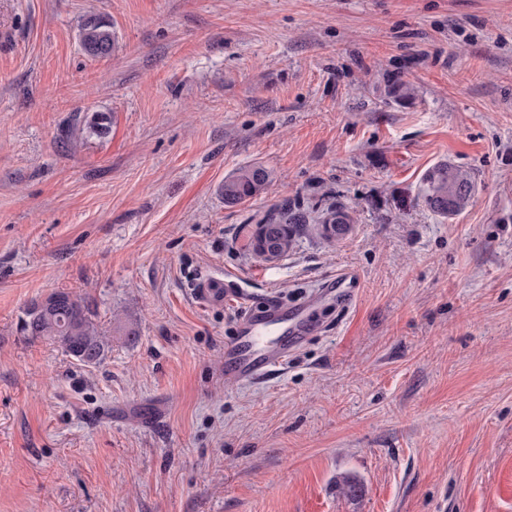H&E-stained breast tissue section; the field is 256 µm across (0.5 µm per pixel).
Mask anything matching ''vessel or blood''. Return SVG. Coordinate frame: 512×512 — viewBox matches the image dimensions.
<instances>
[{
  "instance_id": "b4317fda",
  "label": "vessel or blood",
  "mask_w": 512,
  "mask_h": 512,
  "mask_svg": "<svg viewBox=\"0 0 512 512\" xmlns=\"http://www.w3.org/2000/svg\"><path fill=\"white\" fill-rule=\"evenodd\" d=\"M360 286L359 275L350 269L337 271L316 289L312 300L301 302L291 310H283L276 300H268L263 308L251 311L240 323L236 340L224 351V363L240 381L256 383L270 372L285 366L289 348L307 334L313 302L344 304ZM195 295L207 306H219L225 297H243V289L211 275L197 284Z\"/></svg>"
}]
</instances>
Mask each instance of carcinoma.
<instances>
[{
    "label": "carcinoma",
    "mask_w": 512,
    "mask_h": 512,
    "mask_svg": "<svg viewBox=\"0 0 512 512\" xmlns=\"http://www.w3.org/2000/svg\"><path fill=\"white\" fill-rule=\"evenodd\" d=\"M80 44L92 58L112 54L114 38L112 26L96 15L88 16L80 28ZM387 94L398 100L414 98L411 85L394 80L386 85ZM270 173L260 165L237 169L224 178L220 188L224 204L229 206L247 203L266 193ZM477 184L470 171L448 162L430 167L423 175L417 194L418 201L429 212L444 219L462 214L472 202ZM257 224H282L288 228L283 254H288L295 241L301 216L288 205L274 206L255 220ZM318 230L328 240H340L348 235L353 219L348 210L329 204L315 219ZM46 300L52 307L45 309L41 302H33L21 320V332L33 338H46L58 342L71 357L89 366L103 360L109 338L96 321V311L86 296L58 290Z\"/></svg>",
    "instance_id": "obj_1"
}]
</instances>
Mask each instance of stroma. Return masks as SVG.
Returning a JSON list of instances; mask_svg holds the SVG:
<instances>
[{
    "instance_id": "obj_1",
    "label": "stroma",
    "mask_w": 512,
    "mask_h": 512,
    "mask_svg": "<svg viewBox=\"0 0 512 512\" xmlns=\"http://www.w3.org/2000/svg\"><path fill=\"white\" fill-rule=\"evenodd\" d=\"M440 161L477 182L447 221L416 203ZM246 165L267 192L225 205ZM326 201L343 240L249 249ZM344 266L287 369L227 375L248 307L201 278L292 302ZM58 289L99 364L21 333ZM0 512H512V0H0ZM79 37L83 50L90 57L100 58L112 54V26L101 17L88 16L81 25ZM302 216L288 207V204L274 206L270 208L263 216L255 220V224H263L257 230L254 238V248L263 257L268 258L270 261L276 260L280 250V239L275 231L268 227L269 224H282L288 228V236L285 241L284 251L282 257L287 255L292 249L295 241V235L299 224H302ZM252 252L259 256L249 243ZM231 283L233 281L225 283L223 279L211 275L198 282L194 292L198 300L206 306H220L228 296L243 298L248 295L243 288H235Z\"/></svg>"
}]
</instances>
